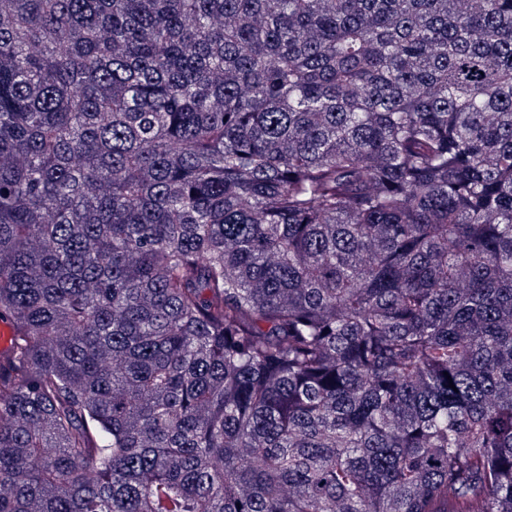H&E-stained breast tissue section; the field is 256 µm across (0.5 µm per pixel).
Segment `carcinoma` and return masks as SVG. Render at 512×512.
I'll use <instances>...</instances> for the list:
<instances>
[{"mask_svg": "<svg viewBox=\"0 0 512 512\" xmlns=\"http://www.w3.org/2000/svg\"><path fill=\"white\" fill-rule=\"evenodd\" d=\"M0 321V512H512V0H0Z\"/></svg>", "mask_w": 512, "mask_h": 512, "instance_id": "carcinoma-1", "label": "carcinoma"}]
</instances>
